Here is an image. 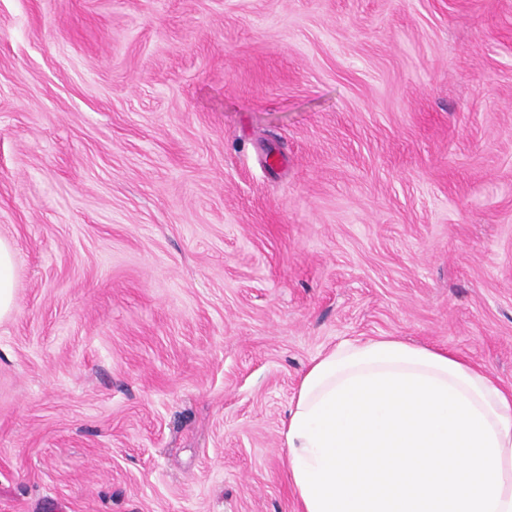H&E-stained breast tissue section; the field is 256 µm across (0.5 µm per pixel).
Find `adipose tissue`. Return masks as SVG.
<instances>
[{
  "label": "adipose tissue",
  "instance_id": "1",
  "mask_svg": "<svg viewBox=\"0 0 512 512\" xmlns=\"http://www.w3.org/2000/svg\"><path fill=\"white\" fill-rule=\"evenodd\" d=\"M282 435L300 512H512V389L450 352L342 341Z\"/></svg>",
  "mask_w": 512,
  "mask_h": 512
}]
</instances>
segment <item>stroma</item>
<instances>
[{"mask_svg": "<svg viewBox=\"0 0 512 512\" xmlns=\"http://www.w3.org/2000/svg\"><path fill=\"white\" fill-rule=\"evenodd\" d=\"M0 512H296L341 341L512 386V0H0ZM15 257L11 247L0 240V320L8 316L15 302Z\"/></svg>", "mask_w": 512, "mask_h": 512, "instance_id": "35a3bbf8", "label": "stroma"}]
</instances>
